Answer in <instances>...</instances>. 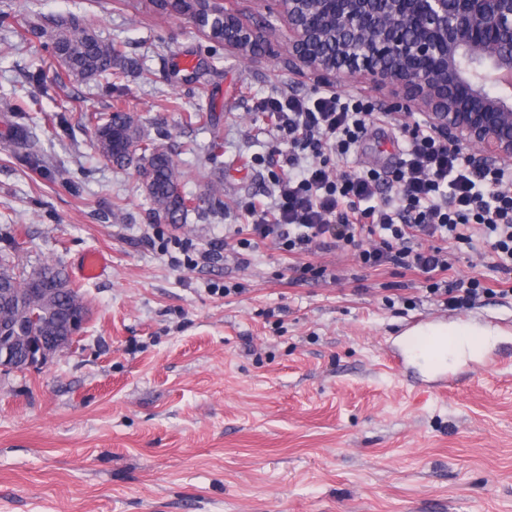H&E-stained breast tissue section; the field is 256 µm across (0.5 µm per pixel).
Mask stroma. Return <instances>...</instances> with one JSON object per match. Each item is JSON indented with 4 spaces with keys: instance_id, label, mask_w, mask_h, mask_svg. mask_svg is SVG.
<instances>
[{
    "instance_id": "35a3bbf8",
    "label": "stroma",
    "mask_w": 512,
    "mask_h": 512,
    "mask_svg": "<svg viewBox=\"0 0 512 512\" xmlns=\"http://www.w3.org/2000/svg\"><path fill=\"white\" fill-rule=\"evenodd\" d=\"M0 10L19 23L33 11L90 15L139 68L110 87L99 78L62 90L41 42L0 27V252L24 272L61 265L90 308L70 349L0 373V512H512V361L478 372L449 363L465 381L445 395L384 361L416 319L512 323V291L498 293L512 274L483 247L460 255L448 279L478 272L494 293L446 311L423 276L365 268L349 248L306 255L325 273L301 279L277 240L238 246L244 203L270 208L288 174L261 99L340 90L386 112L344 171L393 169L402 128L423 113L399 111L371 82H320L289 66L281 23L253 56L150 0H0ZM40 68L48 93L11 111ZM63 92L92 112L128 103L195 197L180 223L154 213L137 165L105 160L81 126L63 130ZM198 110L211 124L185 126ZM12 126L35 142L39 167L15 151ZM173 238L225 249L178 268L163 249ZM91 253L107 266L80 279ZM235 284L240 294H220Z\"/></svg>"
}]
</instances>
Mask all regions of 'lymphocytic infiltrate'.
Returning <instances> with one entry per match:
<instances>
[{
	"instance_id": "f902f5d3",
	"label": "lymphocytic infiltrate",
	"mask_w": 512,
	"mask_h": 512,
	"mask_svg": "<svg viewBox=\"0 0 512 512\" xmlns=\"http://www.w3.org/2000/svg\"><path fill=\"white\" fill-rule=\"evenodd\" d=\"M260 107L277 115L284 161L297 173L276 180L272 210L247 204L252 222L241 248L270 237L293 255L349 247L363 267L423 275L427 292L449 310L489 293L478 274L445 280L450 248L481 238L496 267L512 272V169L478 164L418 122L403 133L391 178L373 169L337 176L331 161L346 160L368 125L385 118L372 102L339 91L284 93Z\"/></svg>"
}]
</instances>
